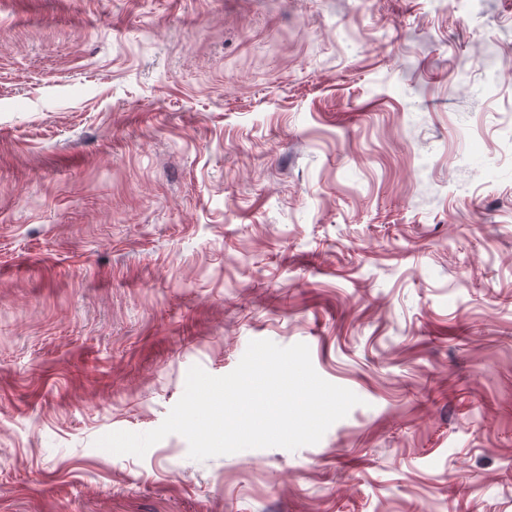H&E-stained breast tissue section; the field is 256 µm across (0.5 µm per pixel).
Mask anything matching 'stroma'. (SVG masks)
<instances>
[{
  "label": "stroma",
  "mask_w": 512,
  "mask_h": 512,
  "mask_svg": "<svg viewBox=\"0 0 512 512\" xmlns=\"http://www.w3.org/2000/svg\"><path fill=\"white\" fill-rule=\"evenodd\" d=\"M255 339L361 405L95 447ZM0 512H512V0H0Z\"/></svg>",
  "instance_id": "stroma-1"
}]
</instances>
